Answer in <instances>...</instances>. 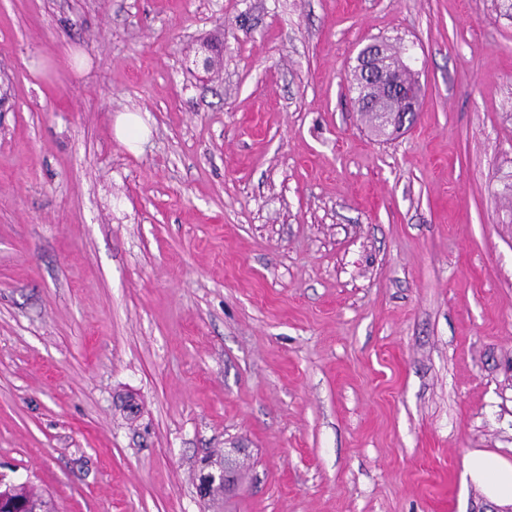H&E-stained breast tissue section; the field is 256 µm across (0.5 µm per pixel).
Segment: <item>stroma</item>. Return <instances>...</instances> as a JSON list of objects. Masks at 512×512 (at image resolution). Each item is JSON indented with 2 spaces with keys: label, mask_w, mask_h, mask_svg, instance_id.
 Masks as SVG:
<instances>
[{
  "label": "stroma",
  "mask_w": 512,
  "mask_h": 512,
  "mask_svg": "<svg viewBox=\"0 0 512 512\" xmlns=\"http://www.w3.org/2000/svg\"><path fill=\"white\" fill-rule=\"evenodd\" d=\"M381 40L422 88L390 139ZM0 72V473L57 512H495L463 473L512 460L501 0H0ZM385 51L386 44L383 42H374L365 48L356 71V85L361 90V103L383 116L385 130L399 133L418 112L421 87L418 83L404 85L398 82L387 70L385 62L381 61ZM370 88L376 89V92L383 91L385 99L382 102L371 101L369 97L364 99L366 90ZM363 113L373 130L380 135L383 130L381 115ZM117 138L134 151L136 143L145 135L143 120L136 112H122L116 121ZM244 453V449L231 448L224 449V454L219 458L207 457L200 463L196 474V490L203 499L210 498V493L216 490L213 498L223 496V494L234 492L239 485L238 479V456Z\"/></svg>",
  "instance_id": "stroma-1"
}]
</instances>
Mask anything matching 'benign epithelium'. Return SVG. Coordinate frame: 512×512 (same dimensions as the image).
<instances>
[{"label":"benign epithelium","instance_id":"obj_1","mask_svg":"<svg viewBox=\"0 0 512 512\" xmlns=\"http://www.w3.org/2000/svg\"><path fill=\"white\" fill-rule=\"evenodd\" d=\"M385 51L386 44L383 42H374L365 48L356 71V85L363 93L370 88L384 92L385 99L381 102L367 97L361 99V103L383 116L385 129L398 133L418 112L421 87L418 83L404 85L398 82L382 62ZM242 453V448L226 449L218 458L207 457L201 461L195 483L201 498H210V493L217 488L223 489L226 494L238 488L237 463ZM15 503L12 484L0 476V512H10Z\"/></svg>","mask_w":512,"mask_h":512}]
</instances>
